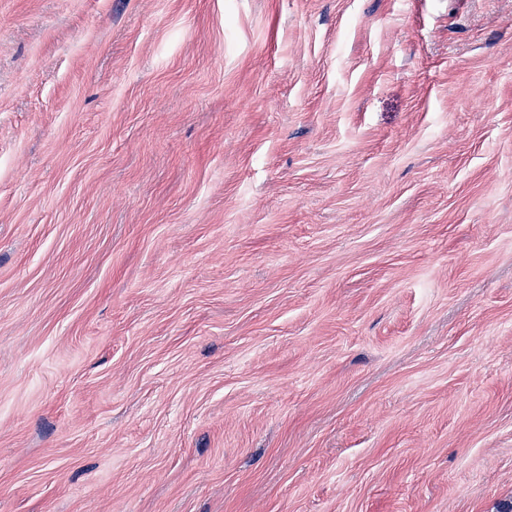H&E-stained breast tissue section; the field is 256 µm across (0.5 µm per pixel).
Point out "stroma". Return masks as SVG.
I'll use <instances>...</instances> for the list:
<instances>
[{"mask_svg": "<svg viewBox=\"0 0 512 512\" xmlns=\"http://www.w3.org/2000/svg\"><path fill=\"white\" fill-rule=\"evenodd\" d=\"M512 0H0V512H507Z\"/></svg>", "mask_w": 512, "mask_h": 512, "instance_id": "obj_1", "label": "stroma"}]
</instances>
